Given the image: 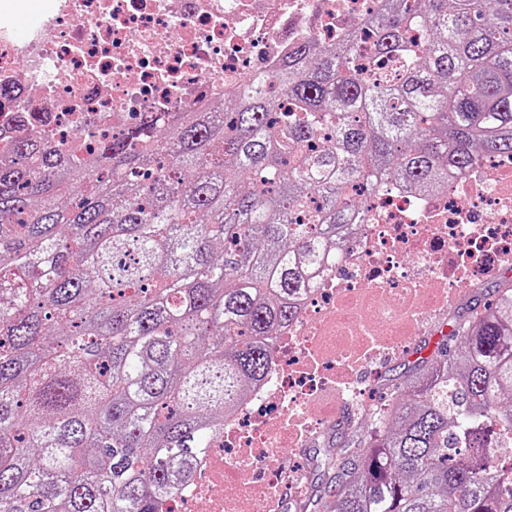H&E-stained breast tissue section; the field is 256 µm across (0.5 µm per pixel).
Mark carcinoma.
<instances>
[{
	"label": "carcinoma",
	"instance_id": "obj_1",
	"mask_svg": "<svg viewBox=\"0 0 512 512\" xmlns=\"http://www.w3.org/2000/svg\"><path fill=\"white\" fill-rule=\"evenodd\" d=\"M76 153L0 165V512H158L367 197L512 158V0H388L222 108ZM349 430L299 512H512V278Z\"/></svg>",
	"mask_w": 512,
	"mask_h": 512
}]
</instances>
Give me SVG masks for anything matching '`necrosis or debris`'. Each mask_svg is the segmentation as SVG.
Wrapping results in <instances>:
<instances>
[{"mask_svg": "<svg viewBox=\"0 0 512 512\" xmlns=\"http://www.w3.org/2000/svg\"><path fill=\"white\" fill-rule=\"evenodd\" d=\"M383 0H50L24 35L27 0H0V160L31 135L106 136L207 109L242 79L325 45ZM512 266V160L448 177L429 198L390 189L275 339L269 374L224 416L196 477L164 512H278L301 492L295 454L342 406L365 414L383 359L408 349L470 288Z\"/></svg>", "mask_w": 512, "mask_h": 512, "instance_id": "1", "label": "necrosis or debris"}]
</instances>
